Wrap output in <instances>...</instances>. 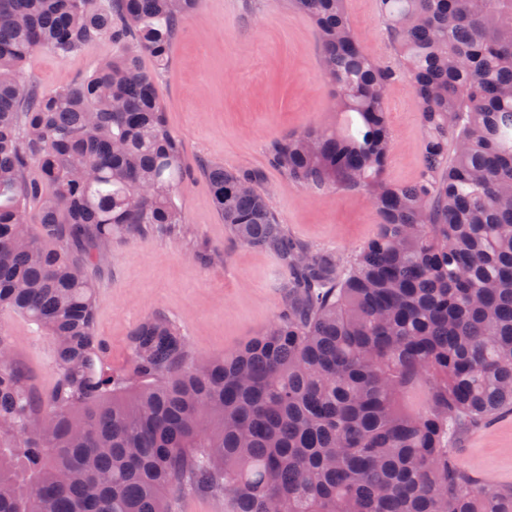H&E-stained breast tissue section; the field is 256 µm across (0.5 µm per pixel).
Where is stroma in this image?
<instances>
[{
	"label": "stroma",
	"instance_id": "35a3bbf8",
	"mask_svg": "<svg viewBox=\"0 0 512 512\" xmlns=\"http://www.w3.org/2000/svg\"><path fill=\"white\" fill-rule=\"evenodd\" d=\"M345 8L366 53L397 63L378 0H346ZM118 52L108 39L64 59L40 48L27 61L23 80L50 94ZM321 60L314 22L287 0H200L183 21L165 68L142 57L143 68L155 75L168 125L183 143L190 175L180 197V232L113 238L102 247L106 262L90 269L96 332L112 369L126 368L128 339L145 318L163 315L175 322L196 359L236 350L263 332L281 307L277 258L230 235L198 161L261 170L279 220L312 249L350 256L375 234L380 218L366 193H313L269 163L270 146L281 137L312 127L343 128ZM420 112L410 79L395 80L386 96L393 142L385 167L389 183H412L422 171ZM0 336L36 390L50 393L58 377L51 337L7 311L0 312ZM453 453L471 477L511 489L512 412L462 426Z\"/></svg>",
	"mask_w": 512,
	"mask_h": 512
}]
</instances>
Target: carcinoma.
<instances>
[{"mask_svg":"<svg viewBox=\"0 0 512 512\" xmlns=\"http://www.w3.org/2000/svg\"><path fill=\"white\" fill-rule=\"evenodd\" d=\"M289 5L317 27L349 128L283 137L269 161L312 192H367L382 222L351 257L312 250L260 171L205 165L230 234L280 261L283 307L201 359L150 317L116 371L87 275L105 254L68 243L184 223L183 144L141 58L167 64L198 0H0V310L54 338L58 369L37 397L0 361V432L16 437L0 512H174L176 492L222 494L224 512H512V491L467 479L451 451L459 426L512 408V0H379L398 66L361 48L345 0ZM102 37L121 51L86 76L51 95L22 83L35 49L66 58ZM401 75L426 130L406 186L383 178Z\"/></svg>","mask_w":512,"mask_h":512,"instance_id":"carcinoma-1","label":"carcinoma"}]
</instances>
